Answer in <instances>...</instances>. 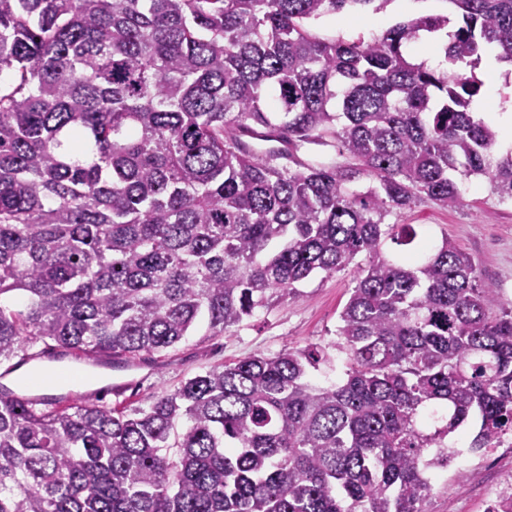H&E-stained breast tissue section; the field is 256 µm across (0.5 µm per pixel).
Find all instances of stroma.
<instances>
[{
  "label": "stroma",
  "mask_w": 512,
  "mask_h": 512,
  "mask_svg": "<svg viewBox=\"0 0 512 512\" xmlns=\"http://www.w3.org/2000/svg\"><path fill=\"white\" fill-rule=\"evenodd\" d=\"M447 11L446 0H390L384 9L355 15L347 25H338L335 16L327 15L311 21L310 27L327 37L368 39L397 23ZM461 191L455 206L423 201L388 220L412 225L434 247L445 238L455 242L476 263L481 284L512 297V204L500 202L480 178L465 181ZM351 286V272L317 274L300 286L297 295L273 301L229 333L212 336L205 325H198L166 352L141 356L122 370L98 368L94 378L66 386L61 393L95 404L144 407L153 396L174 390L211 366L285 347L327 344L336 338L338 315ZM476 430L472 424L453 436L458 454L447 469L435 471L429 512H487L493 487L512 474V447L490 456L469 452Z\"/></svg>",
  "instance_id": "35a3bbf8"
}]
</instances>
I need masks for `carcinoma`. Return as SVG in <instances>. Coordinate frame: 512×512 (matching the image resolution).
<instances>
[{"instance_id": "carcinoma-1", "label": "carcinoma", "mask_w": 512, "mask_h": 512, "mask_svg": "<svg viewBox=\"0 0 512 512\" xmlns=\"http://www.w3.org/2000/svg\"><path fill=\"white\" fill-rule=\"evenodd\" d=\"M388 0H0V363L134 359L352 270L336 340L216 365L146 408L0 393V512H428L445 439L512 432V299L386 217L460 183L512 201L474 108L512 0L365 41L309 22ZM445 32L448 67L405 56ZM288 150L244 147L246 130ZM392 241L411 249L394 262ZM342 355L344 379L311 371Z\"/></svg>"}]
</instances>
